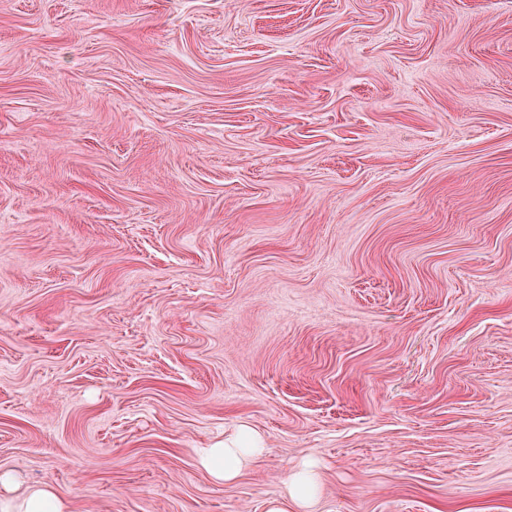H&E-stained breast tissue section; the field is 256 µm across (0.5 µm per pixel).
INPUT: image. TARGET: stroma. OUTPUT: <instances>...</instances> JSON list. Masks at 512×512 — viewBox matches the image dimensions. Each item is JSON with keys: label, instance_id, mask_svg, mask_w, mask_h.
Segmentation results:
<instances>
[{"label": "stroma", "instance_id": "stroma-1", "mask_svg": "<svg viewBox=\"0 0 512 512\" xmlns=\"http://www.w3.org/2000/svg\"><path fill=\"white\" fill-rule=\"evenodd\" d=\"M304 462L512 512V0H0V475L269 512ZM262 451L260 437L243 432L224 441V448H200L199 464L214 481L232 482L245 465L261 456Z\"/></svg>", "mask_w": 512, "mask_h": 512}]
</instances>
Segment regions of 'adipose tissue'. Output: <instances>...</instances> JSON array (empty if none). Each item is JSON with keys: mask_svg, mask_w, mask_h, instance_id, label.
<instances>
[{"mask_svg": "<svg viewBox=\"0 0 512 512\" xmlns=\"http://www.w3.org/2000/svg\"><path fill=\"white\" fill-rule=\"evenodd\" d=\"M262 441L253 433L244 432L225 441L220 448H203L198 452L199 464L211 479L219 483L235 480L243 467L262 454ZM318 484L317 473L307 467L295 472L288 490L287 500L273 504L270 512H288L296 507L298 512H313Z\"/></svg>", "mask_w": 512, "mask_h": 512, "instance_id": "1", "label": "adipose tissue"}]
</instances>
